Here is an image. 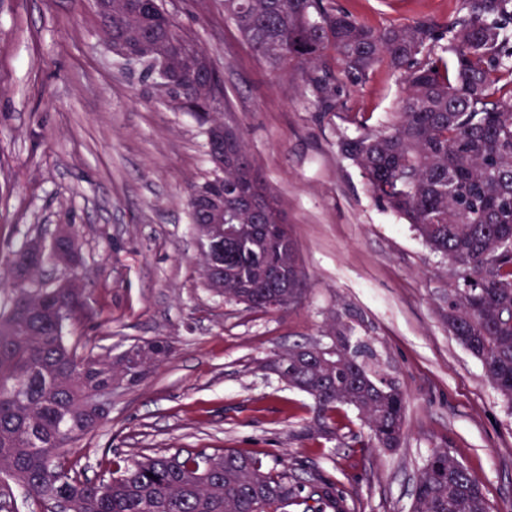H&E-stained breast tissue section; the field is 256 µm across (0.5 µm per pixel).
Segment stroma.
<instances>
[{
  "instance_id": "1",
  "label": "stroma",
  "mask_w": 512,
  "mask_h": 512,
  "mask_svg": "<svg viewBox=\"0 0 512 512\" xmlns=\"http://www.w3.org/2000/svg\"><path fill=\"white\" fill-rule=\"evenodd\" d=\"M381 28L451 21L459 0H335ZM212 59L252 162L285 214L309 275L303 300L264 313L207 288L188 212L211 169L188 113L168 108L141 67L105 45L91 0H0V279L26 241L71 225L82 255L84 312L69 329L85 348L157 336L169 359L74 450L86 474L105 460L232 448L266 463L317 468L349 491L356 512H408L419 471L444 448L493 512H512V405L440 316L445 265L407 222L369 194L340 150L343 114L389 125L403 86L386 67L321 112L296 64L270 66L224 18V0H167ZM339 317L404 393L400 446L366 448L368 430L340 410V440L299 438L313 400L260 364L318 339Z\"/></svg>"
}]
</instances>
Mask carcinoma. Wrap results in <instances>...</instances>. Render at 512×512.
I'll return each instance as SVG.
<instances>
[{"mask_svg":"<svg viewBox=\"0 0 512 512\" xmlns=\"http://www.w3.org/2000/svg\"><path fill=\"white\" fill-rule=\"evenodd\" d=\"M453 21L419 20L375 28L329 0H224V17L275 68L300 64L305 92L320 112L339 109L340 92L366 82L376 65L397 74L404 92L395 119L379 132L344 137L343 153L364 173L371 196L401 215L430 249L448 261L444 321L479 359L485 377L512 404V0H459ZM133 0H112V53L155 30L134 13ZM167 54L139 61L157 70L190 72L181 40L195 37L172 22ZM172 102H186L201 126L214 102L230 111L219 77L174 85ZM250 198L251 210L241 204ZM224 223L271 224L269 234L245 232L224 241V298L265 313L298 303L306 291L286 217L265 187L241 133L224 139ZM26 246L13 252L14 296L0 312V487L15 483L48 509L69 512H354L351 495L322 471L292 477L231 448L177 451L107 462V485L88 478L72 448L101 422L93 405L109 384H140L167 360V341L133 343L116 357L66 342L82 297L37 284ZM288 266L290 289L266 288L268 270ZM324 344L342 356L322 362L296 344L263 362L289 387L314 399L301 431L337 438L336 411H357L375 448L399 447L406 400L395 383L370 366L351 328L333 324ZM409 512H491L465 466L434 450L423 464Z\"/></svg>","mask_w":512,"mask_h":512,"instance_id":"obj_1","label":"carcinoma"}]
</instances>
